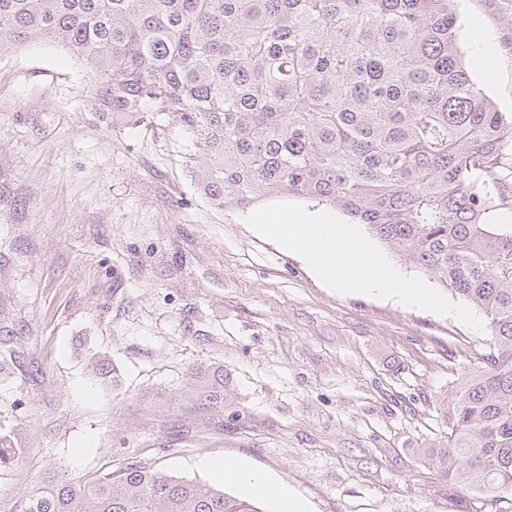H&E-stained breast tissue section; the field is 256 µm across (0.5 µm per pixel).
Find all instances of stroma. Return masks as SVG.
Segmentation results:
<instances>
[{
	"label": "stroma",
	"instance_id": "obj_1",
	"mask_svg": "<svg viewBox=\"0 0 512 512\" xmlns=\"http://www.w3.org/2000/svg\"><path fill=\"white\" fill-rule=\"evenodd\" d=\"M512 113V0H459ZM92 73L48 42L0 52V512L45 477L129 464L210 480L244 459L308 512H473L426 456L438 398L489 353L449 316L341 295L202 195L167 115L106 124ZM222 371L201 405L197 373Z\"/></svg>",
	"mask_w": 512,
	"mask_h": 512
}]
</instances>
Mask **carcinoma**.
Instances as JSON below:
<instances>
[{"label": "carcinoma", "mask_w": 512, "mask_h": 512, "mask_svg": "<svg viewBox=\"0 0 512 512\" xmlns=\"http://www.w3.org/2000/svg\"><path fill=\"white\" fill-rule=\"evenodd\" d=\"M458 0H0V50L48 41L94 72L95 111L179 119L198 185L245 209L288 195L363 224L484 315L488 364L440 401L428 456L448 485L512 512V115L474 80ZM24 512H263L133 463L47 480Z\"/></svg>", "instance_id": "1"}]
</instances>
